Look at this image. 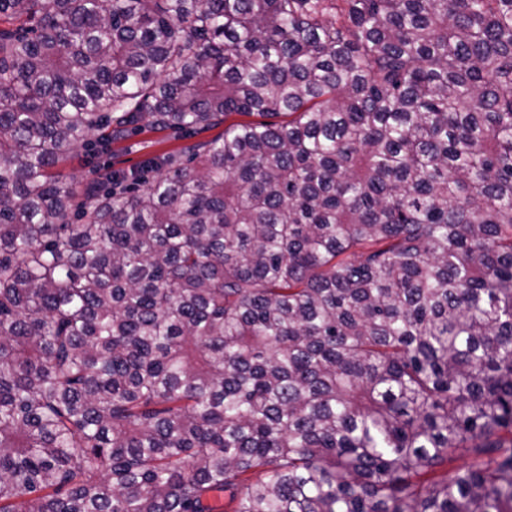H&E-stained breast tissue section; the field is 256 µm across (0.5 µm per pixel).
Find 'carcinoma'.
Here are the masks:
<instances>
[{
    "label": "carcinoma",
    "mask_w": 512,
    "mask_h": 512,
    "mask_svg": "<svg viewBox=\"0 0 512 512\" xmlns=\"http://www.w3.org/2000/svg\"><path fill=\"white\" fill-rule=\"evenodd\" d=\"M225 495L512 512V0H0V512ZM222 133L224 124L191 137H179L170 131L153 130L145 126L137 134L112 141L111 153L105 161L112 165V169L133 171L140 169L145 161L157 154L178 152L184 146L209 140ZM65 166L82 176L83 179L92 180L97 176L99 160L88 155L82 149H76L68 158Z\"/></svg>",
    "instance_id": "carcinoma-1"
}]
</instances>
